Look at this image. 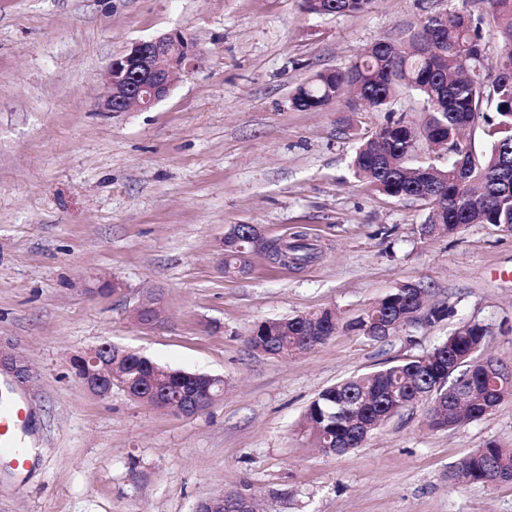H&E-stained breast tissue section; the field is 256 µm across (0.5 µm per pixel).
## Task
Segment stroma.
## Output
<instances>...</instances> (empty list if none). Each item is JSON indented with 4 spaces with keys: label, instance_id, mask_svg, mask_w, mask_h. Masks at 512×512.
<instances>
[{
    "label": "stroma",
    "instance_id": "obj_1",
    "mask_svg": "<svg viewBox=\"0 0 512 512\" xmlns=\"http://www.w3.org/2000/svg\"><path fill=\"white\" fill-rule=\"evenodd\" d=\"M462 5L374 0L317 15L305 0H0V349L34 372L17 395L36 449L24 468L0 451V512H195L244 485L259 512H512V482L449 478L488 442L512 448V397L452 430L430 429L416 403L340 456L300 429L321 391L422 354L462 321L488 326L486 354L512 363V233L471 224L421 239L426 202L354 174L360 140L420 122L419 98L382 112L292 105L316 73ZM176 31L202 57L171 94L147 111H99L112 59ZM232 224L274 243L303 235L319 256L296 269L256 253L247 276L226 277ZM98 279L120 287L90 295ZM404 281L455 316L379 341L340 329L288 359L248 344L267 320L353 319ZM152 293L166 321L145 328L130 310ZM104 343L223 376L224 396L189 417L117 387L98 398L72 360Z\"/></svg>",
    "mask_w": 512,
    "mask_h": 512
}]
</instances>
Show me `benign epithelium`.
I'll return each mask as SVG.
<instances>
[{
  "instance_id": "obj_1",
  "label": "benign epithelium",
  "mask_w": 512,
  "mask_h": 512,
  "mask_svg": "<svg viewBox=\"0 0 512 512\" xmlns=\"http://www.w3.org/2000/svg\"><path fill=\"white\" fill-rule=\"evenodd\" d=\"M199 60L196 45L183 33L176 32L147 40H140L123 55L112 60L105 90L101 97L103 112H128L132 109L149 110L165 100L174 87L178 74L194 69ZM248 237L256 248L263 243V235L255 225L244 229L233 224L224 234L222 250L238 248L243 237ZM135 321L144 326H158L165 321V311L159 298L151 297L139 302L131 311ZM121 361L130 351L110 343L102 344L74 359L77 375L94 395L104 398L113 386L122 387L133 400L140 399L143 388H134L115 373L112 364L104 363L101 356ZM11 377L13 383L27 388L34 373L27 360L17 354L0 349V374ZM187 378L195 382L193 391L183 402L180 415L194 416L215 403V397L204 390L202 383L213 379L208 374L191 373Z\"/></svg>"
}]
</instances>
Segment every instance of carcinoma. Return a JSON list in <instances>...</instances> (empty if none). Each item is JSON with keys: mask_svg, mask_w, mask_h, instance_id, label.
<instances>
[{"mask_svg": "<svg viewBox=\"0 0 512 512\" xmlns=\"http://www.w3.org/2000/svg\"><path fill=\"white\" fill-rule=\"evenodd\" d=\"M373 0H307L318 15L363 11ZM493 11L474 16L457 9L426 17L397 45L379 41L348 67L319 72L300 85L292 98L298 110H317L349 101V81L362 86L355 93L367 109H387L402 91H413L423 101L424 119L418 126L391 121L355 149V175L372 190L396 198L418 199L431 206L435 226L421 225L424 238L451 236L469 224L512 227V0H488ZM501 44L496 70L486 65V33ZM484 119L489 148L476 152L461 139V132ZM440 147L448 164L417 165L411 158L420 149ZM293 265L303 267L317 258L306 239L288 243ZM252 245L224 256V267L248 263ZM420 283L397 284L381 299L346 323L356 334L386 338L382 328L394 333L413 324L441 321L454 312L451 305H426ZM273 351L310 352L336 333L326 311L261 323ZM488 328L465 322L431 350L377 370L350 377L323 390L307 407L301 422L320 449L342 455L357 448L373 431L400 411L398 396L411 400L429 396L428 426L451 430L482 419L512 396V377H494L484 366L483 350ZM152 360L131 355L125 359L128 379L140 381ZM512 473V448L491 441L464 456L451 478L462 484L491 483Z\"/></svg>", "mask_w": 512, "mask_h": 512, "instance_id": "1", "label": "carcinoma"}]
</instances>
